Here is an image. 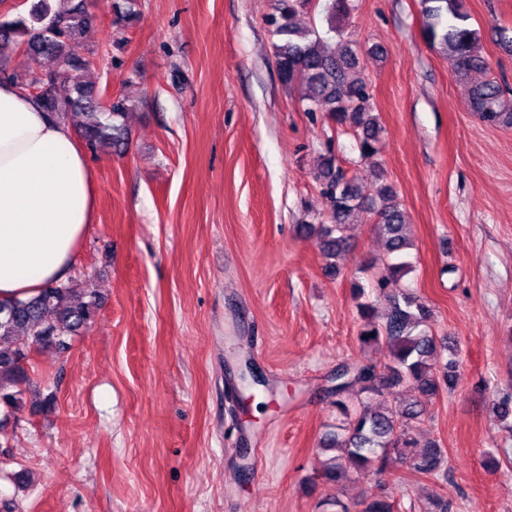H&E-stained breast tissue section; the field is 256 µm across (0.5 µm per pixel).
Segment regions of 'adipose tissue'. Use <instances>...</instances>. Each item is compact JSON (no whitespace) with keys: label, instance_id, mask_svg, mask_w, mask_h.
Listing matches in <instances>:
<instances>
[{"label":"adipose tissue","instance_id":"adipose-tissue-1","mask_svg":"<svg viewBox=\"0 0 512 512\" xmlns=\"http://www.w3.org/2000/svg\"><path fill=\"white\" fill-rule=\"evenodd\" d=\"M96 208L93 170L70 125L0 81V300L65 281Z\"/></svg>","mask_w":512,"mask_h":512}]
</instances>
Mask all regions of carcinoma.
I'll return each instance as SVG.
<instances>
[{
  "instance_id": "1",
  "label": "carcinoma",
  "mask_w": 512,
  "mask_h": 512,
  "mask_svg": "<svg viewBox=\"0 0 512 512\" xmlns=\"http://www.w3.org/2000/svg\"><path fill=\"white\" fill-rule=\"evenodd\" d=\"M312 0H273L267 19L274 56L282 82L304 88L307 111L326 112L336 131L350 135L360 156L377 153L381 126L373 112L371 95L363 77L356 74V52L341 30L330 26L337 41L327 46L314 27H300L296 15ZM422 34L427 43L444 51L455 77L488 69L482 56L480 35L468 26L463 0H419ZM137 0H114L119 21L137 15ZM97 22L84 0H36L27 13L0 14V80L23 91L35 87L34 98L50 115L72 123L92 152H122L129 139L126 118L134 100L85 80L97 64L95 50L87 47L86 33ZM474 115L489 126H512V102L494 79L468 90ZM380 182L375 196L361 188L362 176L349 173L337 159H323L318 179L329 203V223L308 224L325 258L334 260L349 249V225L360 214L374 216L384 239L387 256L373 288L386 297L388 306L376 315L371 302L357 305L361 320L359 340L364 345H386L383 363L336 367V429L328 431L321 449L338 454L325 463L328 480L340 482L355 473L376 477L402 462L416 474L437 477L447 462L440 442L419 445L414 432L430 420V411L419 400L398 393L415 389L430 398L450 391L457 381L456 349L448 338L435 336L433 311L404 281L413 270L403 258L410 248L405 212L384 173H373ZM98 303L83 300L69 281L42 289L25 300L0 303V406L20 409L21 386L29 381L26 355L35 350L66 345L96 319ZM402 504L391 497L370 499L362 512H401Z\"/></svg>"
}]
</instances>
